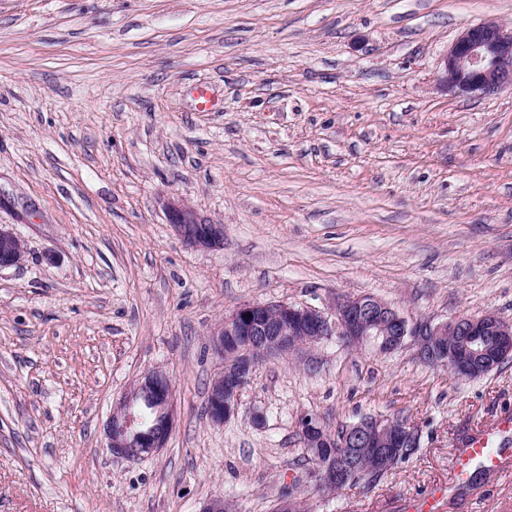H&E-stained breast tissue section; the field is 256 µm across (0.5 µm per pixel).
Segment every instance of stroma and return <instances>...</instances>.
Returning <instances> with one entry per match:
<instances>
[{
	"label": "stroma",
	"instance_id": "1",
	"mask_svg": "<svg viewBox=\"0 0 512 512\" xmlns=\"http://www.w3.org/2000/svg\"><path fill=\"white\" fill-rule=\"evenodd\" d=\"M512 0H0V512H512V361L477 380L336 337L260 363L206 415L210 340L246 303L409 321L512 320V89L458 96L442 58ZM222 100L197 109L194 86ZM175 199L224 227L186 246ZM173 386L164 448L112 455L146 372ZM407 416L420 446L367 489L316 492L302 417ZM491 432L510 471L458 481ZM25 247L21 237L6 225H0V268L17 267L24 263ZM488 439L485 436L475 439L467 451L452 460L454 474H462L469 462L475 458L483 459L492 469H505L503 461L499 458L494 448L488 446Z\"/></svg>",
	"mask_w": 512,
	"mask_h": 512
}]
</instances>
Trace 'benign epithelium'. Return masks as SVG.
I'll list each match as a JSON object with an SVG mask.
<instances>
[{
    "label": "benign epithelium",
    "instance_id": "obj_1",
    "mask_svg": "<svg viewBox=\"0 0 512 512\" xmlns=\"http://www.w3.org/2000/svg\"><path fill=\"white\" fill-rule=\"evenodd\" d=\"M441 82L445 90L459 95H491L512 87V25L486 21L466 27L448 48L443 58ZM168 223L182 241L193 248L211 249L224 240V225L216 224L193 209L175 201L165 205ZM25 247L11 228L0 225V268L24 263ZM466 336L459 349L445 353L434 345L437 336ZM496 337L499 352L512 354V321L489 312L481 316H462L449 321L410 323L395 307L377 298L363 295L336 303L326 314L312 307L289 304L247 303L224 318L211 348L224 357V337L245 336L247 342L224 363V369L211 382L213 400L209 418L224 424L236 410L238 396L250 382L256 363V344L274 340L284 344L283 351L293 352L302 344H312L334 336L349 348H372L390 353L400 348L396 337L421 341L419 355L433 366L469 377L477 369L484 352L481 336ZM153 401L152 412L164 422L157 431L146 422L139 399ZM174 424L172 385L161 371L145 373L118 402L106 424L108 449L115 456L142 459L159 452L166 444ZM305 446L321 453L325 448H344L348 442L360 448L378 449L377 460L387 464L397 449L412 446L420 437L407 426L393 420L363 417L346 425L340 432H330L315 417L301 421Z\"/></svg>",
    "mask_w": 512,
    "mask_h": 512
}]
</instances>
